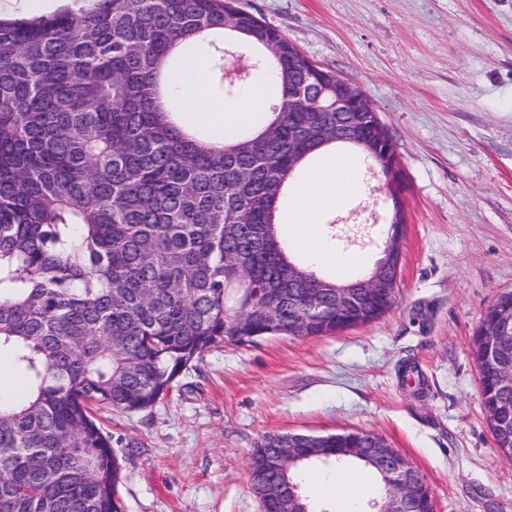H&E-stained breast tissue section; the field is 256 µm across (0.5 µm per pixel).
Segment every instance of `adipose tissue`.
Masks as SVG:
<instances>
[{"label": "adipose tissue", "instance_id": "1", "mask_svg": "<svg viewBox=\"0 0 512 512\" xmlns=\"http://www.w3.org/2000/svg\"><path fill=\"white\" fill-rule=\"evenodd\" d=\"M278 85L277 70L263 69L243 90L237 104L223 105L209 94L206 67L200 53L195 52L172 83L171 95L186 121L211 141L224 144L267 124L262 102ZM363 190L360 162L333 148L319 150L316 163L295 182L288 202L276 209L277 232L287 240L289 253L300 254L311 269L351 274L368 268L369 258L339 250L318 231L326 213L341 208Z\"/></svg>", "mask_w": 512, "mask_h": 512}]
</instances>
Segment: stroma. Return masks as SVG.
Here are the masks:
<instances>
[{
  "mask_svg": "<svg viewBox=\"0 0 512 512\" xmlns=\"http://www.w3.org/2000/svg\"><path fill=\"white\" fill-rule=\"evenodd\" d=\"M320 66L354 83L391 138L398 198L364 192L321 232L382 256L405 216L394 306L323 337L212 346L153 409L110 414L124 512H260L250 451L265 436L366 431L429 485L436 512H512V462L482 404L473 337L512 292V0H237ZM370 224L349 244L335 222ZM425 379L414 394L401 368Z\"/></svg>",
  "mask_w": 512,
  "mask_h": 512,
  "instance_id": "obj_1",
  "label": "stroma"
}]
</instances>
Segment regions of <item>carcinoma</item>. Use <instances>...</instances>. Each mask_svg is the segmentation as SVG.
<instances>
[{
	"mask_svg": "<svg viewBox=\"0 0 512 512\" xmlns=\"http://www.w3.org/2000/svg\"><path fill=\"white\" fill-rule=\"evenodd\" d=\"M78 11L0 20V355L28 380L0 404V512H121V464L94 412L155 407L175 379L224 340L271 335L260 305L277 301L283 335L309 303L288 287L273 222L289 184V146L311 118L336 131L334 112H290L288 83L266 109L264 132L217 146L183 124L166 96L188 57L208 47L216 89L225 51L293 79L310 58L281 31L238 14L224 40L231 0H90ZM296 70L288 68V51ZM368 154L383 172L390 139ZM250 279L241 297L224 288ZM512 307L498 297L483 322ZM486 413L499 402L496 376L481 374ZM302 460L288 478L309 512L308 468L359 465L335 453ZM417 488L413 512H429Z\"/></svg>",
	"mask_w": 512,
	"mask_h": 512,
	"instance_id": "cac0c4a2",
	"label": "carcinoma"
}]
</instances>
